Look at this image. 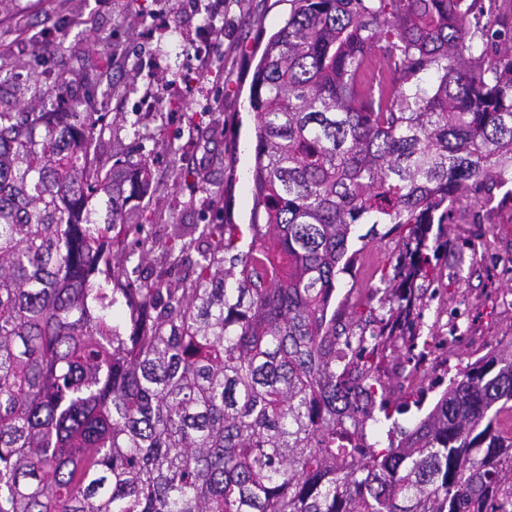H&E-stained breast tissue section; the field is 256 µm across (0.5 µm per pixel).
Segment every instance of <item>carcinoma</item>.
Segmentation results:
<instances>
[{
	"mask_svg": "<svg viewBox=\"0 0 512 512\" xmlns=\"http://www.w3.org/2000/svg\"><path fill=\"white\" fill-rule=\"evenodd\" d=\"M290 2L249 97L247 251L236 224H172L173 287L123 275L150 183L65 74L55 111L37 79L0 109V512H512V348L403 429L379 378L399 322L336 323L353 226L406 231L411 315L432 226L512 197V0Z\"/></svg>",
	"mask_w": 512,
	"mask_h": 512,
	"instance_id": "carcinoma-1",
	"label": "carcinoma"
}]
</instances>
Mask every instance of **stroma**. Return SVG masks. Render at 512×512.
I'll return each mask as SVG.
<instances>
[{"instance_id":"obj_1","label":"stroma","mask_w":512,"mask_h":512,"mask_svg":"<svg viewBox=\"0 0 512 512\" xmlns=\"http://www.w3.org/2000/svg\"><path fill=\"white\" fill-rule=\"evenodd\" d=\"M290 9L289 0H13L0 8V75L23 72L50 96L54 74L67 72L72 99L106 115L105 155L145 161L153 188L139 210L153 216L155 240L171 223L244 229L253 221L252 78ZM203 33L210 52L183 60V35ZM159 74L178 81V103L140 111ZM191 122L200 134L176 139ZM172 140L179 152H171ZM198 165L210 174L204 191L189 174ZM356 232L352 246L362 256L339 276L337 314L346 319L369 307L375 318L390 317L395 307L384 279L404 261L401 234L387 224H362ZM431 235L441 244L428 276L414 284L422 314L384 344L380 375L396 402L412 366L410 335H447L452 311L462 313L460 335L484 337L489 350L512 344V207L488 210L477 224L432 228Z\"/></svg>"}]
</instances>
